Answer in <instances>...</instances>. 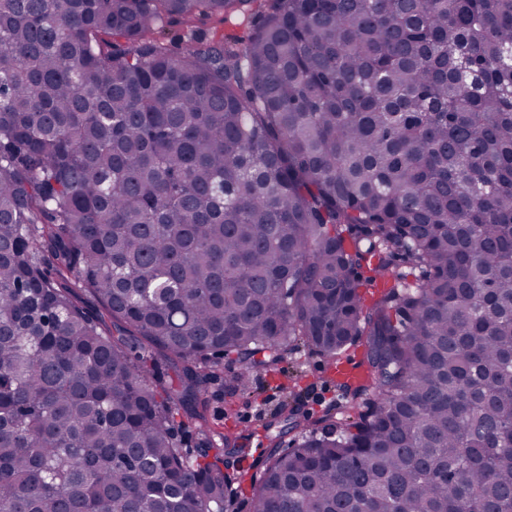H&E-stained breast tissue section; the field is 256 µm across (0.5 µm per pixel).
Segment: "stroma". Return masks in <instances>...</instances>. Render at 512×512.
<instances>
[{"instance_id": "35a3bbf8", "label": "stroma", "mask_w": 512, "mask_h": 512, "mask_svg": "<svg viewBox=\"0 0 512 512\" xmlns=\"http://www.w3.org/2000/svg\"><path fill=\"white\" fill-rule=\"evenodd\" d=\"M233 31L231 24L205 20L192 28L177 23L166 25L158 30L157 37L176 51L184 47L190 38L211 39ZM241 368L236 357L224 358L206 387V399L213 427L234 429L248 441V454L238 463L241 480L234 508L236 512H252V486L259 483L269 453L268 439L257 436L265 419L285 402L292 391L298 395L297 407L301 417L312 420L329 407L344 403L347 395L327 376L325 357L302 347L288 355L279 372L253 368L247 394L238 396L235 404L230 406L225 402L226 382Z\"/></svg>"}]
</instances>
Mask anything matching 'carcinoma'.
<instances>
[{"mask_svg": "<svg viewBox=\"0 0 512 512\" xmlns=\"http://www.w3.org/2000/svg\"><path fill=\"white\" fill-rule=\"evenodd\" d=\"M358 342L253 512H512V0H0V512H226L211 358ZM235 27L230 23L224 24L215 20H205L195 24V27L187 28L180 24L174 23L164 26L157 30L156 37L169 46L172 50L178 51L183 48L185 43L193 37L211 39L216 36L231 34Z\"/></svg>", "mask_w": 512, "mask_h": 512, "instance_id": "1", "label": "carcinoma"}]
</instances>
